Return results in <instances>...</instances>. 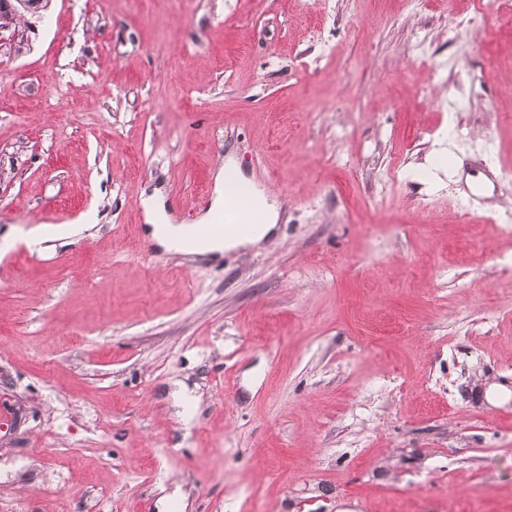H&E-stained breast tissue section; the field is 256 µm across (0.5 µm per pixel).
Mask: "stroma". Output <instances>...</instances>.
Here are the masks:
<instances>
[{
  "instance_id": "obj_1",
  "label": "stroma",
  "mask_w": 512,
  "mask_h": 512,
  "mask_svg": "<svg viewBox=\"0 0 512 512\" xmlns=\"http://www.w3.org/2000/svg\"><path fill=\"white\" fill-rule=\"evenodd\" d=\"M228 163L273 234L152 242ZM507 225L512 0H49L0 52V512H512Z\"/></svg>"
}]
</instances>
